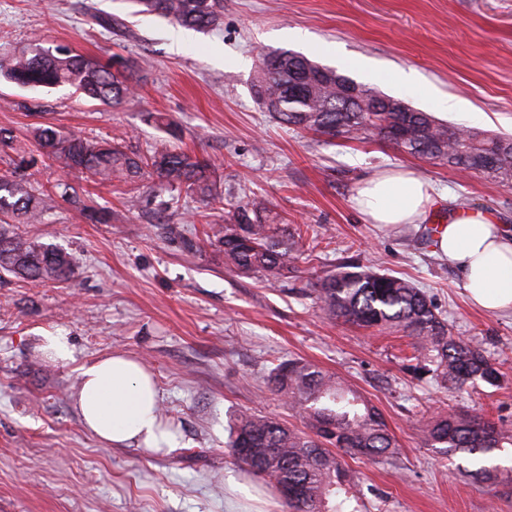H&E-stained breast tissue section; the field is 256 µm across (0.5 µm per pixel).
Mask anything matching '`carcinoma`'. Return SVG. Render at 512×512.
<instances>
[{"label":"carcinoma","instance_id":"obj_1","mask_svg":"<svg viewBox=\"0 0 512 512\" xmlns=\"http://www.w3.org/2000/svg\"><path fill=\"white\" fill-rule=\"evenodd\" d=\"M137 13L163 17L183 28H215L224 13V0H132ZM270 71L259 66L252 89L260 108L291 128L330 139L391 142L396 128L398 149L437 164L478 171L512 184V137L493 136L478 129L463 130L436 121L427 112L336 111V70L331 78L317 79L319 63L284 51ZM128 62L101 64L73 55L64 47L35 46L8 60L0 58V76L23 88L69 86L84 98L120 104L134 90L122 70ZM38 149L60 163L65 174H84L100 183H125L143 177L179 200L181 193L196 194L211 204L224 203V191L211 164L181 149L164 146L148 158L127 152L109 140L79 133L63 135L53 128L34 134ZM34 162L21 156L11 176H0V270L34 282H66L73 272L71 254L10 230V224H41L53 198L68 196L70 185L60 180L49 190L31 186ZM260 201L239 205L224 223L209 225L205 240L222 248L225 263L240 273H260L270 282L288 277L303 258L301 232L267 214ZM317 303L330 320L372 329L379 333L402 331L413 339V359L431 367L450 389L477 380L492 386L501 379L498 368L476 337H455L426 296L410 281L345 263L336 271L316 277ZM269 383L288 398L306 429H291L278 420L244 412L231 430L227 447L253 474L288 487L284 499L289 512H365L362 496L339 459L336 448L374 463H389L396 440L378 410L345 381L304 360L278 363ZM431 448L469 460L487 459L512 447V430L468 415L438 416L422 429ZM477 481L512 479L496 466L462 469Z\"/></svg>","mask_w":512,"mask_h":512}]
</instances>
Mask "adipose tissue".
<instances>
[{
  "mask_svg": "<svg viewBox=\"0 0 512 512\" xmlns=\"http://www.w3.org/2000/svg\"><path fill=\"white\" fill-rule=\"evenodd\" d=\"M432 203V187L415 171L386 168L360 179L354 205L370 223L418 225ZM434 250L459 271L471 303L512 312V232L488 216L453 213L434 240ZM74 407L83 427L111 446L169 448L174 436L159 414L161 393L140 361L107 355L80 364Z\"/></svg>",
  "mask_w": 512,
  "mask_h": 512,
  "instance_id": "ef3b65f1",
  "label": "adipose tissue"
}]
</instances>
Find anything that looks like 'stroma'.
Here are the masks:
<instances>
[{
    "instance_id": "stroma-1",
    "label": "stroma",
    "mask_w": 512,
    "mask_h": 512,
    "mask_svg": "<svg viewBox=\"0 0 512 512\" xmlns=\"http://www.w3.org/2000/svg\"><path fill=\"white\" fill-rule=\"evenodd\" d=\"M318 47L309 59L431 113L443 123L512 135V0H224L217 28L190 31L137 15L130 0H0V54L41 45L109 64L135 62V94L113 106L66 86L23 89L0 78V175L34 132L108 138L143 155L164 143L208 160L224 201L263 200L300 225L305 263L271 285L229 270L203 235L206 202L181 197L162 208L144 189L69 182L81 203L112 213L93 224L56 200L44 223L19 232L75 259L65 283L0 272V512H288L276 486L251 474L226 443L239 411L299 425L272 390L271 369L301 359L348 379L377 408L397 443L393 463L343 457L367 512H512V482L476 483L462 459L424 445L423 424L467 413L512 426V314L475 308L457 270L439 258L429 225L459 208L488 213L512 230V186L413 157L383 142L296 131L259 110L251 78L261 55L295 51L286 31ZM413 70L411 88L348 69ZM465 101L468 116L444 111ZM163 116L166 127L154 123ZM404 165L434 188L419 228L371 224L353 206L360 178ZM139 196L135 208L125 202ZM402 276L420 288L452 335L476 336L502 379L447 390L412 369L410 337L331 321L309 282L345 261ZM65 330L75 362L40 351L45 332ZM113 353L138 357L162 393L170 452L117 448L88 433L73 406L75 365Z\"/></svg>"
}]
</instances>
